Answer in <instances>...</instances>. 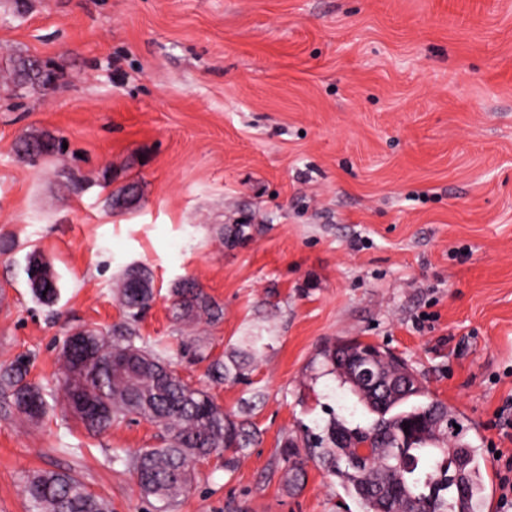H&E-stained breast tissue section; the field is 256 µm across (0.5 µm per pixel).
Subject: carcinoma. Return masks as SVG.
Masks as SVG:
<instances>
[{"label":"carcinoma","mask_w":512,"mask_h":512,"mask_svg":"<svg viewBox=\"0 0 512 512\" xmlns=\"http://www.w3.org/2000/svg\"><path fill=\"white\" fill-rule=\"evenodd\" d=\"M61 143L25 142L31 158L51 156ZM34 295L45 303L58 296V276L37 251L28 255L25 273ZM177 321L213 322L218 306L188 280L172 289ZM124 319L107 330L86 329L84 346L62 345L61 392L65 409L86 429L101 432L129 416L155 423L163 430L156 446L138 450L131 460L141 493L167 508L183 497L196 479L195 465L213 454L224 456V470L233 471L252 444L247 422L224 413L204 389L172 368L167 348L137 345L134 326L155 299L153 276L144 265L126 267L116 282ZM372 350L383 366L386 391H372L349 378L358 352ZM341 386H346L373 418L353 428L330 418L316 437L309 458L319 461L363 505V512H480L484 478L477 449L456 430L459 421L428 392L409 365L392 352L359 341L322 351ZM428 401L405 407L411 399ZM17 406L32 417L46 412L41 389L19 385ZM284 480L301 486L305 460L289 445L281 450ZM25 492L29 512H112L77 477L67 472H33Z\"/></svg>","instance_id":"cac0c4a2"}]
</instances>
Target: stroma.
Masks as SVG:
<instances>
[{
	"instance_id": "1",
	"label": "stroma",
	"mask_w": 512,
	"mask_h": 512,
	"mask_svg": "<svg viewBox=\"0 0 512 512\" xmlns=\"http://www.w3.org/2000/svg\"><path fill=\"white\" fill-rule=\"evenodd\" d=\"M53 85L14 83L12 59ZM65 149L30 161L24 136ZM131 187L137 203L109 197ZM247 223L239 243L222 229ZM0 512H28L33 471L70 473L112 512H155L126 464L158 428L94 434L65 413L68 332L122 313L120 271L157 292L138 324L256 441L233 471L200 461L173 512H361L316 461L302 488L281 450L330 416L370 414L324 363L348 341L403 357L478 448L481 512L512 456V0H0ZM58 274L33 296L26 256ZM195 280L222 309L175 322ZM202 341L233 376L181 355ZM42 389L21 412L15 379ZM32 267H34L38 273L36 280H33L30 275V269ZM25 273L30 288H32L34 295L39 300L45 303L56 300L58 296V276L51 264L45 261L36 250H33L28 255ZM46 286H49V289H46ZM43 291H46V294H43ZM17 406L32 417H40L46 412V401L40 388L30 385H14Z\"/></svg>"
}]
</instances>
